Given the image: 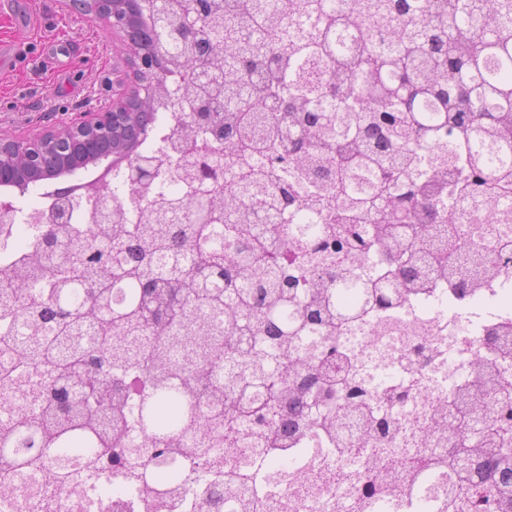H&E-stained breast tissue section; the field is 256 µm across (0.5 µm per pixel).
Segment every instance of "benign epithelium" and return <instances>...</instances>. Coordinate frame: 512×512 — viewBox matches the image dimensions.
Here are the masks:
<instances>
[{"label":"benign epithelium","instance_id":"obj_1","mask_svg":"<svg viewBox=\"0 0 512 512\" xmlns=\"http://www.w3.org/2000/svg\"><path fill=\"white\" fill-rule=\"evenodd\" d=\"M123 0H88L89 7L83 15L90 21H102L112 32L121 37L122 60L125 69L114 68L112 101L104 105L91 106L69 122L50 126L37 132L0 137V187L21 194L28 190L31 182L19 179L18 168L27 166L42 172L43 179L52 180L67 174L66 160L77 155H89L102 161L117 151L116 142L130 127H136L139 139L148 137L150 128L140 123L141 113L134 112L130 104H146L159 91L157 70L149 51L144 45L158 47L166 43L171 35L190 37L198 30V18L189 15L182 19L178 31H173L160 22L144 35L130 24L122 7ZM124 162L133 180H138L144 171L137 167L134 157L124 152L107 165L99 176L100 183L112 167ZM80 185L73 184L57 188L49 193L51 204L48 214H36L37 222L65 224L78 197Z\"/></svg>","mask_w":512,"mask_h":512}]
</instances>
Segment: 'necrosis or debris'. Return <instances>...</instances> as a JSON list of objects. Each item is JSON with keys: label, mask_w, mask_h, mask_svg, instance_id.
<instances>
[{"label": "necrosis or debris", "mask_w": 512, "mask_h": 512, "mask_svg": "<svg viewBox=\"0 0 512 512\" xmlns=\"http://www.w3.org/2000/svg\"><path fill=\"white\" fill-rule=\"evenodd\" d=\"M457 226L458 256L470 258L475 240L512 236V203L489 198L478 207L463 203ZM479 300L458 302L447 289L410 296L394 317H376L340 333L336 344L356 354L355 373L374 397L392 384L406 387L409 396L397 404V427L385 443L362 444L355 460L321 452L324 432L306 436L305 452L289 454L287 481L269 501V512H347L359 473L393 463L424 447L423 428L431 417L446 413L449 392L489 358L481 338L487 325L512 323V264L480 271ZM164 467L178 468L187 479L165 500L150 491L122 495L97 492L81 484L47 497L52 475L37 469L0 487V512H195L191 504L194 460L174 452Z\"/></svg>", "instance_id": "4bbe7bcc"}]
</instances>
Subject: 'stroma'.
I'll return each mask as SVG.
<instances>
[{
  "instance_id": "35a3bbf8",
  "label": "stroma",
  "mask_w": 512,
  "mask_h": 512,
  "mask_svg": "<svg viewBox=\"0 0 512 512\" xmlns=\"http://www.w3.org/2000/svg\"><path fill=\"white\" fill-rule=\"evenodd\" d=\"M0 134L36 131L112 95V32L68 0H0Z\"/></svg>"
}]
</instances>
